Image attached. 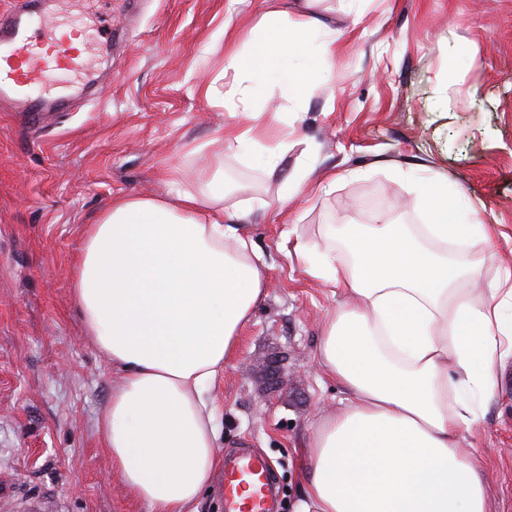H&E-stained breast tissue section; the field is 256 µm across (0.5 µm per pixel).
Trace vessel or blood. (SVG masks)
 <instances>
[{
  "label": "vessel or blood",
  "instance_id": "b4317fda",
  "mask_svg": "<svg viewBox=\"0 0 512 512\" xmlns=\"http://www.w3.org/2000/svg\"><path fill=\"white\" fill-rule=\"evenodd\" d=\"M84 68L82 52L71 36L60 33L50 12L39 19L21 13L0 14V100L39 120L51 109H65V97L33 96L34 85L48 82L60 72ZM224 512H273V486L267 459L243 451L225 460Z\"/></svg>",
  "mask_w": 512,
  "mask_h": 512
}]
</instances>
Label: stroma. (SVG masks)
<instances>
[{"instance_id": "stroma-1", "label": "stroma", "mask_w": 512, "mask_h": 512, "mask_svg": "<svg viewBox=\"0 0 512 512\" xmlns=\"http://www.w3.org/2000/svg\"><path fill=\"white\" fill-rule=\"evenodd\" d=\"M225 0H58L78 18L103 94L53 80L78 107L38 126L0 110V512H151L112 469L100 427L119 380L85 336L72 271L87 225L120 196L196 189L199 148L234 121L202 84L221 76L211 50ZM340 31L336 78L288 103L268 84L252 120L287 132L285 168H308L329 191L273 208L282 175L224 160L227 203H267L244 228L268 268L267 293L239 333L215 391L220 452L265 456L277 512H296L313 425L348 394L314 360L327 311L346 299L309 278L285 239L319 240L325 224H420L408 178L462 191L495 236L478 288L512 271V0H288ZM488 512H512V358L474 434Z\"/></svg>"}]
</instances>
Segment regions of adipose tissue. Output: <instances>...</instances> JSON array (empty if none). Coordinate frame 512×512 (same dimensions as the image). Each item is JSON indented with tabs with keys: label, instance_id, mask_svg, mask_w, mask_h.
I'll return each instance as SVG.
<instances>
[{
	"label": "adipose tissue",
	"instance_id": "ef3b65f1",
	"mask_svg": "<svg viewBox=\"0 0 512 512\" xmlns=\"http://www.w3.org/2000/svg\"><path fill=\"white\" fill-rule=\"evenodd\" d=\"M270 7L262 37L227 46L230 90L208 84L210 105L244 121L212 141L215 162L250 155L274 174L288 138L256 142L249 122L264 75L283 72L281 94L299 100L335 78V30L314 15ZM324 31L320 57L305 50ZM423 224L325 225L323 243L293 248L306 275L343 288L315 359L350 393L310 436L298 512H486L477 455L464 448L497 389L496 367L512 354V287L474 296L483 261L473 248L491 233L462 192L430 178L412 187ZM224 171L174 200L113 199L90 225L73 272V300L86 335L120 381L102 418L112 466L152 512H198L221 465L218 407L211 399L234 357L242 326L268 284L267 264L225 212Z\"/></svg>",
	"mask_w": 512,
	"mask_h": 512
}]
</instances>
